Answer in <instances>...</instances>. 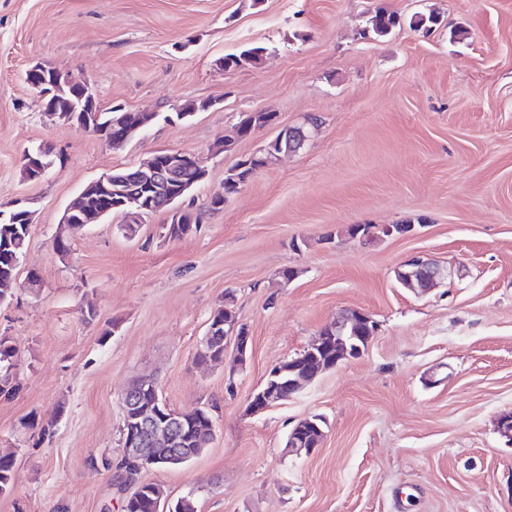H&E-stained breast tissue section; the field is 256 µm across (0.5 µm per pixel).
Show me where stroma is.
Returning <instances> with one entry per match:
<instances>
[{
  "instance_id": "1",
  "label": "stroma",
  "mask_w": 512,
  "mask_h": 512,
  "mask_svg": "<svg viewBox=\"0 0 512 512\" xmlns=\"http://www.w3.org/2000/svg\"><path fill=\"white\" fill-rule=\"evenodd\" d=\"M380 1L440 25L363 36ZM249 42L266 45L262 61L221 67ZM38 62L88 80L102 109L158 118L118 149L50 120L24 79ZM206 99L216 107L167 121L171 104ZM261 111L276 125L216 153ZM310 115L302 148L210 209L240 157ZM39 150L51 165L26 180L22 156ZM165 150L207 171L184 200L192 233L166 238L162 210L131 237L115 213L55 252L86 184ZM17 199L34 216L0 303L20 384L0 397V452L16 458L0 512H121L119 400L143 377L171 409L213 414L201 455L138 475L197 512H512V442L497 427L512 411V0H0V205ZM353 224L411 230L362 241ZM415 253L448 272L423 294L395 278ZM228 295L246 364H196ZM349 309L377 324L363 355L249 414L269 370ZM310 416L324 421L320 447L289 454Z\"/></svg>"
}]
</instances>
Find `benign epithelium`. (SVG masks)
Segmentation results:
<instances>
[{"label": "benign epithelium", "instance_id": "1", "mask_svg": "<svg viewBox=\"0 0 512 512\" xmlns=\"http://www.w3.org/2000/svg\"><path fill=\"white\" fill-rule=\"evenodd\" d=\"M45 67L34 65L27 70L28 85L34 88L43 99L52 94H61L63 89H76L80 98L78 107L69 112L47 110L45 114L50 117L74 122L84 130L99 136L113 147L125 144L129 135L144 126L154 117L152 113H129L123 111L119 105L111 108L113 112L122 113V131L110 136L104 135L102 129L103 111L97 104V97L93 87L83 79H75L60 72L51 75L44 74ZM46 153L38 152L28 155L22 161V171L28 180L43 175L48 164L45 163ZM186 171L196 172L198 178L206 175L199 158L190 152L180 150H166L156 153L142 160L135 170V177L140 180H153L156 182L176 183L182 181V174ZM112 185V172L103 173L89 182L83 190L71 201L62 216L61 224L64 227L73 225L97 224L109 212L107 208L94 207L101 193ZM122 214L128 224H140L149 207L140 202V197L125 198L121 203ZM421 273L428 274V287H433L445 279L447 273L424 255H413L398 267V274L405 278H412ZM376 334V324L364 312H353L339 316L334 323L327 326L316 337L314 342L298 356L275 365L269 370L263 383L251 396L247 410L256 415L266 411L277 401L290 397L299 391L303 384L314 379L319 372L334 368L344 359L360 357L369 342ZM219 339L224 344L234 346V362L242 366L247 359L250 342L248 331L238 322L226 321L224 325H215L208 328L204 344ZM122 420L128 428L123 430V452L129 460L144 466L157 462L153 448L158 445L171 447L178 440L177 426L173 418L161 417L157 410L147 406L140 407L139 398L124 393L121 400ZM321 433L320 427L310 419H303L295 425L288 434V452L296 455H309L318 446V441L312 439L315 434ZM152 447H144L145 443Z\"/></svg>", "mask_w": 512, "mask_h": 512}]
</instances>
